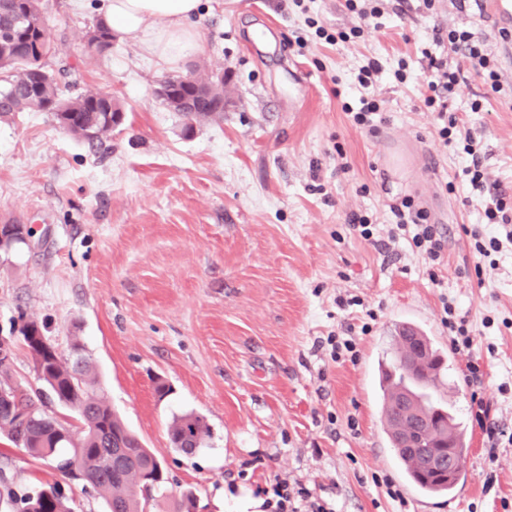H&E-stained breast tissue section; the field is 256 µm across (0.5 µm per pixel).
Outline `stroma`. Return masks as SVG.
<instances>
[{"label": "stroma", "instance_id": "stroma-1", "mask_svg": "<svg viewBox=\"0 0 512 512\" xmlns=\"http://www.w3.org/2000/svg\"><path fill=\"white\" fill-rule=\"evenodd\" d=\"M43 8L54 41L44 64L62 96L107 91L126 118L92 147L46 112L0 117V220L35 229L31 244L0 252L14 381L43 388L13 323L37 321L64 356L80 338L113 410L166 467L162 512L188 491L198 512H265L263 488L282 479L334 512H512V443L487 447L465 380L478 364L490 419L511 434L512 251L475 274L468 161L442 145L425 104L431 62L458 71L446 112L477 143L488 189L512 198V82L493 92L447 39L485 36L474 0H405L400 14L382 0L365 19L345 0H202L200 48L174 66L118 37L83 57L102 0ZM319 26L364 35L330 44ZM372 61L379 73L360 84ZM198 65L223 71L233 102L186 136L152 90ZM365 100L380 107L372 129L352 120ZM405 196L444 236L442 267L401 240L380 247ZM354 212L372 239L350 229ZM447 300L473 336L467 352L451 349ZM406 323L448 354L437 394L468 448L452 503L405 482L384 433L377 366ZM331 336L354 338L357 361L333 359ZM190 412L209 434L186 456L169 425ZM384 476L402 501L378 485ZM57 481L74 512H104L81 481L0 437V512H13L11 494Z\"/></svg>", "mask_w": 512, "mask_h": 512}]
</instances>
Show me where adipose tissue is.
Instances as JSON below:
<instances>
[{"mask_svg": "<svg viewBox=\"0 0 512 512\" xmlns=\"http://www.w3.org/2000/svg\"><path fill=\"white\" fill-rule=\"evenodd\" d=\"M201 4L202 0H104L103 12L127 41L171 64L199 48L193 21Z\"/></svg>", "mask_w": 512, "mask_h": 512, "instance_id": "adipose-tissue-1", "label": "adipose tissue"}]
</instances>
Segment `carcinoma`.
<instances>
[{
  "label": "carcinoma",
  "mask_w": 512,
  "mask_h": 512,
  "mask_svg": "<svg viewBox=\"0 0 512 512\" xmlns=\"http://www.w3.org/2000/svg\"><path fill=\"white\" fill-rule=\"evenodd\" d=\"M112 27L98 20L84 35L83 53L101 56L112 49ZM53 50L42 14L41 0H0V116L14 112H48L56 123L75 138L98 145L114 130L112 122L124 119L123 106L112 94L85 91L64 99L58 78L45 69L42 60ZM206 97L196 100V111L183 112L184 132L204 122H216L224 113L216 111L224 97V73L197 66L192 69ZM34 332L20 331L22 343L31 355L45 397L74 409L83 422V431L72 438L54 412L38 407L30 393L14 384L9 374L10 359L0 357V387H14L11 400L0 399V434L31 457L41 460L50 454L71 465L76 450L83 451L86 483L102 500L105 512H145L143 493L161 490L166 478L161 461L122 423L94 372L92 358L78 338L72 339V357L65 358L53 345L45 344L37 322ZM395 359L380 366L379 389L382 412L391 447L400 461L407 481L425 496L446 495L458 476L437 475L416 465L414 451L434 453L451 444L464 457L466 442L458 423L435 400L430 389L445 367L446 358L429 338L413 326H403L395 336ZM414 341L426 348L427 355L415 369L403 357L402 344ZM413 396L417 408L429 417V424L417 427L412 436L415 448L399 445L402 424L398 398ZM208 433L203 419L187 413L175 417L169 434L174 448L191 454ZM122 447L124 461L118 472L101 462L112 457V448ZM17 512H72L68 499L56 484H49L15 500Z\"/></svg>",
  "instance_id": "cac0c4a2"
}]
</instances>
